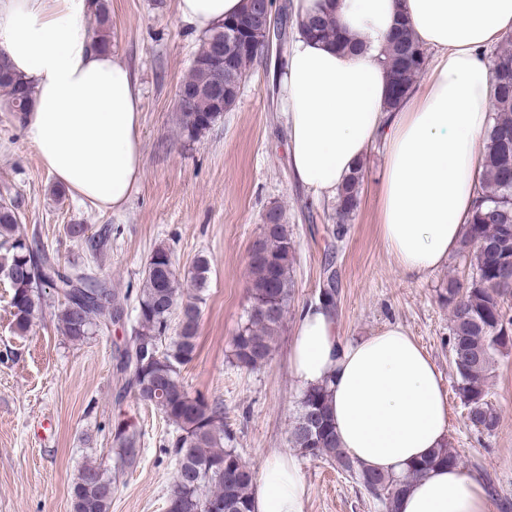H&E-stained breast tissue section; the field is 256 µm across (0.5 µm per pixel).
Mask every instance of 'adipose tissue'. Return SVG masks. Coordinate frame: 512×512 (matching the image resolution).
Wrapping results in <instances>:
<instances>
[{
	"label": "adipose tissue",
	"instance_id": "adipose-tissue-1",
	"mask_svg": "<svg viewBox=\"0 0 512 512\" xmlns=\"http://www.w3.org/2000/svg\"><path fill=\"white\" fill-rule=\"evenodd\" d=\"M245 0H178L199 33L239 14ZM362 51L343 53L297 34L281 74V110L295 178L315 198L336 196L376 142L386 159L380 231L407 274L440 269L467 231L478 198V142L492 124L488 49L512 31V0H333ZM88 0H0V47L29 81L22 124L43 166L80 199L120 211L144 173L142 98L128 66L94 50ZM435 51L425 84L386 110L381 52L399 18ZM301 388H328V416L361 467L401 476L448 439V400L434 360L398 324L342 340L334 313L305 306L291 348ZM295 456L275 451L254 485V512H304ZM397 512H489L462 467L410 479Z\"/></svg>",
	"mask_w": 512,
	"mask_h": 512
}]
</instances>
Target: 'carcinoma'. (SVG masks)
Listing matches in <instances>:
<instances>
[{
	"label": "carcinoma",
	"instance_id": "obj_1",
	"mask_svg": "<svg viewBox=\"0 0 512 512\" xmlns=\"http://www.w3.org/2000/svg\"><path fill=\"white\" fill-rule=\"evenodd\" d=\"M96 28L91 39L102 50L112 48V17L107 0H92ZM264 21L255 0H247L245 11L226 20L206 35L195 52L187 77L182 81L186 98L176 106L181 135L187 142L198 140L224 111L237 100L232 89L220 98L211 92L214 84V52L224 37V28L240 33V45L228 63L247 76L259 55V32ZM309 36L343 51L354 38L341 28L329 12L299 24ZM382 63L390 81L387 107L396 108L413 91L427 57L415 40L410 24L402 19L382 52ZM497 89L495 118L482 154V175L477 205L471 214L458 256L468 265L466 282L448 281L438 298L448 305L451 316L452 364L456 392L467 410L468 425L491 433L500 415L488 399L487 381L496 356L512 348V316L505 304L512 296V40L500 46L492 67ZM0 92L7 111L23 119L30 111L29 82L15 73L6 52L0 49ZM362 166H357L337 196L338 223H345L359 206ZM15 206L0 204V275L10 288L15 331L23 336L32 326L44 290L50 288L64 300L58 316V332L72 343L93 335L100 318L123 316L122 296L91 277L77 278V271L61 267L49 253L33 252L29 240L19 232ZM256 239L264 257L248 264L249 308L246 319L232 340L235 366L257 370L271 358L283 330L294 294L292 266L295 245L282 211L269 216ZM211 272L210 260L197 257L188 271L195 292L184 293L171 251L159 246L147 260L143 287L136 297V325L122 354L120 371L128 375L126 386L136 398L154 407L169 426V453L176 470L168 492L174 512H210L222 504L221 512H251L255 469L242 458L224 431V406L217 401L197 402L199 395L186 388L182 366L194 357L197 347L201 300ZM327 387L302 391L299 412L290 431L292 447L303 457L321 458L337 470L354 477L373 497L395 512V503L409 479L438 466L460 464L451 448L437 449L427 460L414 465L403 477L360 468L341 448L327 412ZM116 469L133 466L142 445V433L128 419L118 420L112 430ZM112 474L93 459L79 470L71 488L72 512H110Z\"/></svg>",
	"mask_w": 512,
	"mask_h": 512
}]
</instances>
